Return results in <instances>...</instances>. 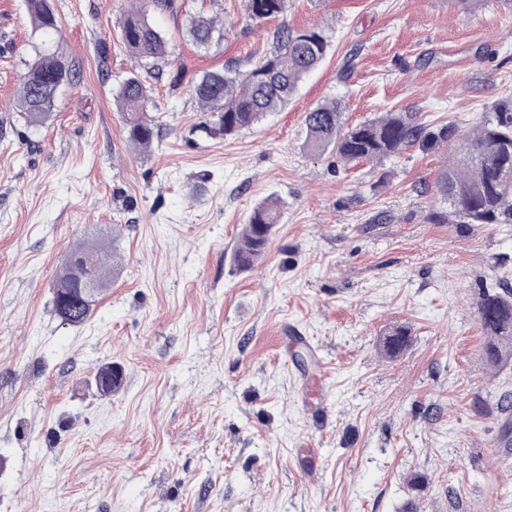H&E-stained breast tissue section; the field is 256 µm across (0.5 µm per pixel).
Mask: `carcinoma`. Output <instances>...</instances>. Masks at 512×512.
Instances as JSON below:
<instances>
[{
    "label": "carcinoma",
    "mask_w": 512,
    "mask_h": 512,
    "mask_svg": "<svg viewBox=\"0 0 512 512\" xmlns=\"http://www.w3.org/2000/svg\"><path fill=\"white\" fill-rule=\"evenodd\" d=\"M135 8L122 21V40L128 52L152 67L170 55L165 38L151 25L146 10L130 0ZM28 14L37 31L54 33L57 20L49 0H26ZM247 16L265 21L284 12L285 0H244ZM213 17L195 15L188 33L200 47H208L217 31ZM274 49L253 67L240 73L233 69L205 73L193 86V94L210 118L201 131L209 137L227 138L258 124L292 98L299 84L323 62L329 39L323 31H296L281 25L273 34ZM75 64L60 50L38 55L24 74L18 107L31 122L39 123L52 112L60 88L73 82ZM125 114L127 138L131 144L147 149L157 136V125L149 115V95L136 76L125 79L115 96ZM306 148L313 153L328 149L345 163H382L399 156L408 147H445L455 136L448 124L432 126L417 112H388L343 130L340 105L325 102L307 112ZM434 193L443 203L433 213L437 224H512V99L495 104L480 118L475 128L459 145L458 155L441 169ZM280 218L278 200L268 198L250 213L240 233V243L232 255L233 264L251 268L264 253ZM98 259V272L111 275L110 256L94 244H79L66 256L53 292V309L64 325L81 326L92 316L95 301L83 300L74 293L80 277L88 274L87 256ZM477 314L487 342L484 359L492 366L512 359V289L485 288L477 300ZM410 345V336L396 329L383 342V352L395 358ZM97 373L105 377L99 394L109 396L121 385V376L102 366Z\"/></svg>",
    "instance_id": "1"
}]
</instances>
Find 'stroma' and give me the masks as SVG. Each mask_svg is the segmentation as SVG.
<instances>
[{
	"instance_id": "35a3bbf8",
	"label": "stroma",
	"mask_w": 512,
	"mask_h": 512,
	"mask_svg": "<svg viewBox=\"0 0 512 512\" xmlns=\"http://www.w3.org/2000/svg\"><path fill=\"white\" fill-rule=\"evenodd\" d=\"M51 5L46 39L0 0V512H512V362L483 360L476 307L512 287V224L432 223L444 151L345 165L304 147L332 99L348 127L409 111L472 129L512 98V7L287 0L253 22L244 0H149L172 52L157 79L122 42L126 0ZM198 11L224 22L208 50L186 36ZM282 21L328 36L320 67L252 129L202 135L195 82L249 70ZM46 41L77 76L33 125L15 94ZM134 74L159 125L145 153L115 103ZM270 196L280 222L239 270ZM81 242L118 269L71 327L53 288ZM398 327L411 344L391 359ZM105 364L123 375L108 397ZM280 218V205L272 197L258 203L240 233V243L232 255L233 264L250 269L264 253Z\"/></svg>"
}]
</instances>
